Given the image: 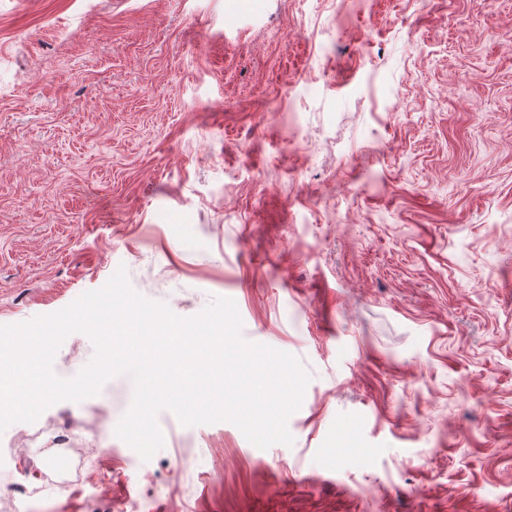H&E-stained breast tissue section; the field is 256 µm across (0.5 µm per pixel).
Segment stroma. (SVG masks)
<instances>
[{
	"label": "stroma",
	"instance_id": "stroma-1",
	"mask_svg": "<svg viewBox=\"0 0 512 512\" xmlns=\"http://www.w3.org/2000/svg\"><path fill=\"white\" fill-rule=\"evenodd\" d=\"M509 29L512 0H0V325L123 267L183 318L233 299L309 376L265 450L163 410L142 460L125 374L11 424L31 512L150 481L149 512H512Z\"/></svg>",
	"mask_w": 512,
	"mask_h": 512
}]
</instances>
